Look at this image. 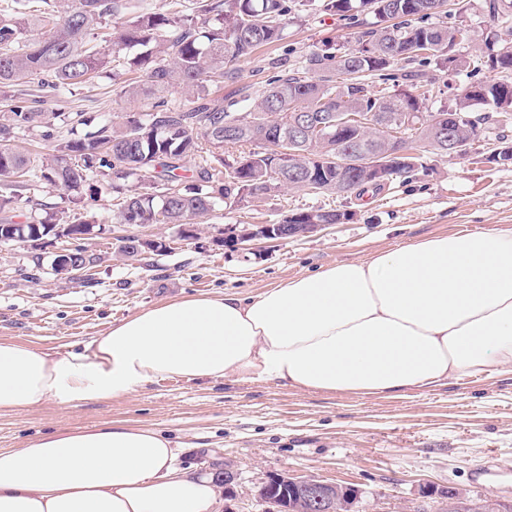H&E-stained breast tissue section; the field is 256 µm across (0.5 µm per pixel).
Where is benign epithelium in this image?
<instances>
[{
    "instance_id": "obj_1",
    "label": "benign epithelium",
    "mask_w": 512,
    "mask_h": 512,
    "mask_svg": "<svg viewBox=\"0 0 512 512\" xmlns=\"http://www.w3.org/2000/svg\"><path fill=\"white\" fill-rule=\"evenodd\" d=\"M325 228L323 224H255L251 228L239 230L229 228L224 240L241 254L255 253L249 243L255 240L278 236L298 238L309 236ZM91 258L86 268L79 269L71 254L63 248L53 252L50 274L56 278L85 282L92 278L94 268L100 262V255L86 251ZM218 480L224 485V497L234 501L237 498L235 484L237 474L230 462H224V470ZM360 490L353 486H341L322 481L314 476L276 473L269 477L259 490L260 498L270 505L269 512H354L353 506Z\"/></svg>"
}]
</instances>
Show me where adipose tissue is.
Listing matches in <instances>:
<instances>
[{"mask_svg":"<svg viewBox=\"0 0 512 512\" xmlns=\"http://www.w3.org/2000/svg\"><path fill=\"white\" fill-rule=\"evenodd\" d=\"M512 365V225L424 238L253 294L168 299L49 355L0 339V412L108 402L168 378L404 395ZM213 476L153 429L100 424L0 449V512H214Z\"/></svg>","mask_w":512,"mask_h":512,"instance_id":"ef3b65f1","label":"adipose tissue"}]
</instances>
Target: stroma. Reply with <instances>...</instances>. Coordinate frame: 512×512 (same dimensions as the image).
<instances>
[{
	"label": "stroma",
	"instance_id": "1",
	"mask_svg": "<svg viewBox=\"0 0 512 512\" xmlns=\"http://www.w3.org/2000/svg\"><path fill=\"white\" fill-rule=\"evenodd\" d=\"M447 10L448 23L464 27L469 38L456 48V67L425 66L429 112L451 107L475 74L489 76V69L473 70L486 36L512 42V28L490 20L485 0H467L461 12L452 4ZM355 30L313 0L289 22L282 41L236 63V80L220 94L254 93L272 75L273 61L284 58L289 67L305 66L311 52L344 44ZM128 78L122 70L70 92L47 94L28 83L11 93L37 100L42 112L82 115L93 127L143 109V100H128L114 90L115 81ZM504 139L512 142L507 114L485 124L470 154L420 153L410 180L393 181L378 192L295 189L264 201L250 199L236 209L212 212L188 240L180 239L174 227L155 224L146 232L163 240L166 252L129 262L116 259L112 248L114 237L124 232L114 221L120 194L105 190L97 200L75 204L66 191L41 184L33 203L72 224L92 214L105 225L104 234L88 242L103 260L91 283H74L49 274L50 251L0 247V338L63 353L170 298L227 291L248 295L425 237L512 225V164L490 159ZM33 203H20V217L29 216ZM315 209H347L355 218L300 239L256 241L261 256L248 261L215 243L227 226L276 224L291 211ZM103 423L159 431L181 445L179 464L192 473L232 461L239 512H265L258 491L274 473L358 487L356 512H446L452 493L512 505V365L403 396L310 393L274 382L166 379L106 403L0 412V449H19L46 433Z\"/></svg>",
	"mask_w": 512,
	"mask_h": 512
}]
</instances>
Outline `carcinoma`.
Segmentation results:
<instances>
[{"instance_id":"1","label":"carcinoma","mask_w":512,"mask_h":512,"mask_svg":"<svg viewBox=\"0 0 512 512\" xmlns=\"http://www.w3.org/2000/svg\"><path fill=\"white\" fill-rule=\"evenodd\" d=\"M62 2L60 7L54 0H10L4 7L0 89L35 81L42 89L69 92L107 73L121 51L140 47L127 65L143 74L145 83H128L120 94L153 95L155 101L136 117L93 131L81 132L55 114L59 123L39 126L53 153L36 161L9 142L41 113L9 105L14 126L0 123V236L11 228L18 244L32 236L56 238L50 214L17 221L19 202L31 201L29 194L42 180L72 193L77 204L85 189L118 191L117 181L131 179L134 189L120 203L116 223L190 225L197 231L216 208L234 209L251 196L296 188L341 194L406 180L415 157L397 152L423 146L450 155L430 121L441 119L449 134L465 143L475 135V124L463 117L474 107L512 112V82L476 80L457 95L453 110L425 113L418 128L399 122L422 107L413 94L422 74L411 64L455 62L450 54L461 27L429 22L447 0H320L326 12L351 17L367 10L374 21L356 32L354 45L314 52L305 68L270 77L255 97L228 100L212 97L210 86L233 81L232 64L281 41L288 16L304 0H189L186 12L163 11L151 0ZM485 48L489 69L512 71V51H503L494 37L485 39ZM174 90L188 99V108L167 99ZM297 112L304 113L306 128L323 124L333 135L314 144L305 131L294 132L289 159L280 148ZM338 112L352 116L339 128ZM399 128L401 137L391 135ZM245 143L257 149L226 163L224 146ZM379 155L387 165L377 177L364 160ZM196 156L198 164L188 167L187 160ZM341 216L349 222L354 213L328 210L312 218L334 224ZM312 218L305 215L300 223Z\"/></svg>"}]
</instances>
